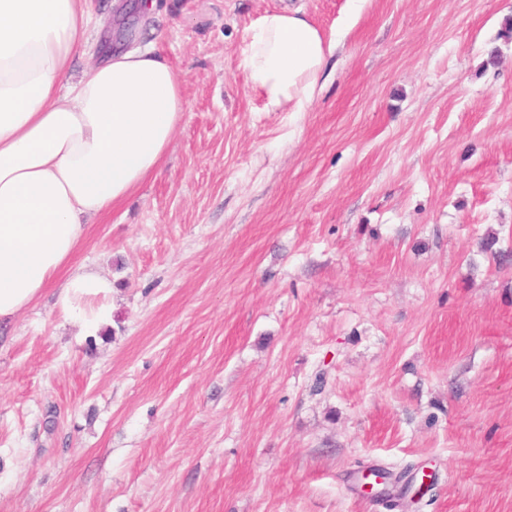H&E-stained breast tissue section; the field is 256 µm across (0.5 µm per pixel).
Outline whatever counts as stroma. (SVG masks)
I'll use <instances>...</instances> for the list:
<instances>
[{"label": "stroma", "instance_id": "obj_1", "mask_svg": "<svg viewBox=\"0 0 512 512\" xmlns=\"http://www.w3.org/2000/svg\"><path fill=\"white\" fill-rule=\"evenodd\" d=\"M291 3L351 28L270 112L242 49ZM125 5L73 74L150 47L187 112L70 263L111 321L0 326V512H512V0Z\"/></svg>", "mask_w": 512, "mask_h": 512}]
</instances>
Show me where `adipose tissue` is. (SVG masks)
I'll return each instance as SVG.
<instances>
[{"label": "adipose tissue", "mask_w": 512, "mask_h": 512, "mask_svg": "<svg viewBox=\"0 0 512 512\" xmlns=\"http://www.w3.org/2000/svg\"><path fill=\"white\" fill-rule=\"evenodd\" d=\"M84 0H0V322L48 288L86 336L112 313V280L68 265L90 218L110 214L162 165L187 110L184 80L152 50L71 65ZM338 41L302 9L248 28L241 65L270 111L302 112Z\"/></svg>", "instance_id": "obj_1"}]
</instances>
